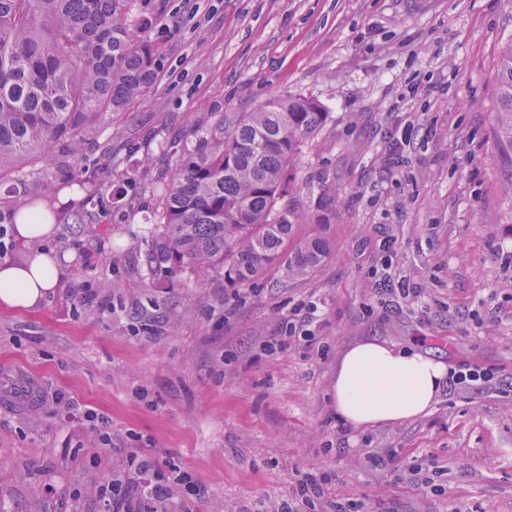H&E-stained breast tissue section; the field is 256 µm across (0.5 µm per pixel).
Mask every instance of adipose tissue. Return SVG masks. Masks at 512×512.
<instances>
[{
  "label": "adipose tissue",
  "instance_id": "obj_1",
  "mask_svg": "<svg viewBox=\"0 0 512 512\" xmlns=\"http://www.w3.org/2000/svg\"><path fill=\"white\" fill-rule=\"evenodd\" d=\"M16 236L32 243L21 262H0V308L37 310L69 277V269L54 252L42 247L57 226L46 211L29 222H17ZM448 376L446 365L413 347L374 337L356 340L336 364L330 395L342 425L366 432L429 414Z\"/></svg>",
  "mask_w": 512,
  "mask_h": 512
}]
</instances>
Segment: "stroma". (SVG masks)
Listing matches in <instances>:
<instances>
[{
	"instance_id": "obj_1",
	"label": "stroma",
	"mask_w": 512,
	"mask_h": 512,
	"mask_svg": "<svg viewBox=\"0 0 512 512\" xmlns=\"http://www.w3.org/2000/svg\"><path fill=\"white\" fill-rule=\"evenodd\" d=\"M158 48L149 91L87 134L79 157L25 162L52 207L75 180L82 229L46 248L69 257L37 312L0 310V390L24 376L40 401L0 407V512H103L97 496L129 455L189 472L201 496L169 512H253L291 498L300 474L327 501L374 512H512V168L494 134L498 55L512 0H146ZM434 84L411 97L410 83ZM328 118L294 165L308 220L282 246L326 250L228 286L150 287L141 237L168 173L163 144L277 96ZM408 139L403 162L391 139ZM392 253L376 248L381 233ZM419 288L380 293L381 279ZM319 304L312 349L262 347L289 310ZM233 308L225 316V308ZM377 337L493 372L443 390L427 416L366 433L337 424L340 353ZM112 436L99 441L100 430ZM392 448L377 470L371 453ZM417 459L423 481L401 463ZM322 251L323 245L320 241H311L304 250L298 251L294 258L288 261V268L293 272H302L319 259Z\"/></svg>"
}]
</instances>
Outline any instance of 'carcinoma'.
Wrapping results in <instances>:
<instances>
[{"label":"carcinoma","instance_id":"obj_1","mask_svg":"<svg viewBox=\"0 0 512 512\" xmlns=\"http://www.w3.org/2000/svg\"><path fill=\"white\" fill-rule=\"evenodd\" d=\"M151 23L141 0H0V182L28 159L51 161L57 145L78 154L83 134L151 86L157 50L139 39ZM496 137L512 164V40L498 61ZM326 113L302 97H279L165 149L172 176L144 237L143 267L156 288L188 272L222 270L247 281L282 258L304 221L277 209L292 191L295 157ZM323 251L314 240L288 261L301 272Z\"/></svg>","mask_w":512,"mask_h":512}]
</instances>
